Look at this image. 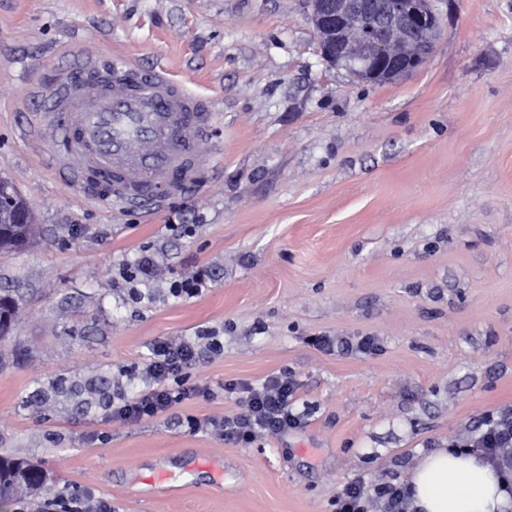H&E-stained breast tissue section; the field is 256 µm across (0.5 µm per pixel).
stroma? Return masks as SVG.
I'll list each match as a JSON object with an SVG mask.
<instances>
[{"instance_id": "obj_1", "label": "stroma", "mask_w": 512, "mask_h": 512, "mask_svg": "<svg viewBox=\"0 0 512 512\" xmlns=\"http://www.w3.org/2000/svg\"><path fill=\"white\" fill-rule=\"evenodd\" d=\"M426 65L377 85L317 53L307 0H0V175L38 222L0 254L22 289L0 365V455L37 461L41 498L112 512H336L361 477L405 483L421 453L512 406V0H438ZM160 65L220 122L201 187L159 211L84 202L38 157L36 100L87 57ZM160 262L132 298L119 269ZM207 268V289L169 286ZM209 331L210 385L140 422L152 342ZM316 336L334 346L312 345ZM364 336L375 351H356ZM297 382L301 427L233 443L189 419L240 413L228 382Z\"/></svg>"}]
</instances>
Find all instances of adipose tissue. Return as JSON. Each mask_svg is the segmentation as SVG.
Returning a JSON list of instances; mask_svg holds the SVG:
<instances>
[{
	"instance_id": "1",
	"label": "adipose tissue",
	"mask_w": 512,
	"mask_h": 512,
	"mask_svg": "<svg viewBox=\"0 0 512 512\" xmlns=\"http://www.w3.org/2000/svg\"><path fill=\"white\" fill-rule=\"evenodd\" d=\"M411 512H502L508 497L497 470L474 453L437 448L412 470Z\"/></svg>"
}]
</instances>
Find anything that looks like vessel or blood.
<instances>
[{"label": "vessel or blood", "mask_w": 512, "mask_h": 512, "mask_svg": "<svg viewBox=\"0 0 512 512\" xmlns=\"http://www.w3.org/2000/svg\"><path fill=\"white\" fill-rule=\"evenodd\" d=\"M51 80L33 128L47 155L61 140L75 152L69 176L85 185L86 199L108 206L151 200L162 184L174 194L196 187L186 158L218 115L167 69L116 60L103 74L89 60Z\"/></svg>", "instance_id": "obj_1"}]
</instances>
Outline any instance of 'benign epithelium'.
<instances>
[{"label":"benign epithelium","mask_w":512,"mask_h":512,"mask_svg":"<svg viewBox=\"0 0 512 512\" xmlns=\"http://www.w3.org/2000/svg\"><path fill=\"white\" fill-rule=\"evenodd\" d=\"M317 50L328 63L361 81L405 79L428 61L441 36L433 0H308ZM30 208L0 196V223L29 224Z\"/></svg>","instance_id":"obj_1"}]
</instances>
